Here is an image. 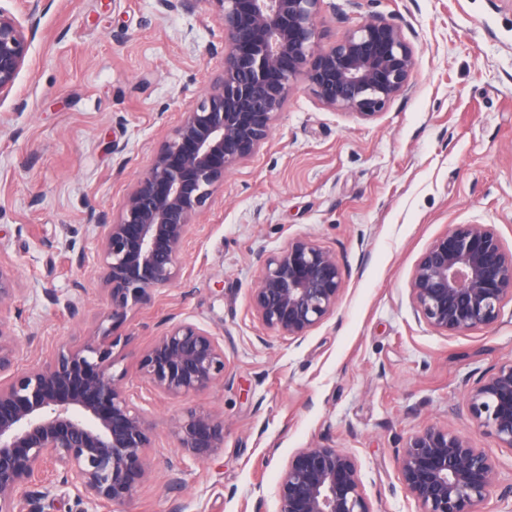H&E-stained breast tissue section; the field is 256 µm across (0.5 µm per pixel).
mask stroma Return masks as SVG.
<instances>
[{"mask_svg": "<svg viewBox=\"0 0 512 512\" xmlns=\"http://www.w3.org/2000/svg\"><path fill=\"white\" fill-rule=\"evenodd\" d=\"M44 4L0 99V250L22 288L11 321L23 369L105 319L96 222L119 213L222 71L210 0L165 16L156 0ZM373 19L414 46L410 90L363 119L297 83L266 143L194 218L178 278L113 328L114 371L156 425L153 475L131 512H276L289 457L317 439L355 455L373 512H418L397 451L430 423L464 432L512 484V448L465 404L482 374L512 360V301L493 327L449 336L418 319L410 292L417 260L452 225H494L512 249V0H324L316 25L328 43ZM297 237L335 253L343 289L329 318L289 341L250 299L262 259ZM172 317L224 339V380L190 398L148 391L135 361ZM193 406L223 418L224 446L175 485L173 423Z\"/></svg>", "mask_w": 512, "mask_h": 512, "instance_id": "1", "label": "stroma"}]
</instances>
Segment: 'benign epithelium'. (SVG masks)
Masks as SVG:
<instances>
[{
  "instance_id": "1",
  "label": "benign epithelium",
  "mask_w": 512,
  "mask_h": 512,
  "mask_svg": "<svg viewBox=\"0 0 512 512\" xmlns=\"http://www.w3.org/2000/svg\"><path fill=\"white\" fill-rule=\"evenodd\" d=\"M198 0H157L162 13L191 11ZM224 35V69L208 95L183 113L149 169L130 188L120 214L99 224V250L109 291L107 319L150 299L180 269L193 217L225 173L251 158L269 136L295 82L320 104L371 119L411 87L415 50L383 19L365 22L321 44L315 19L323 0H208ZM42 0H28L26 21L0 7V99L15 85L38 24ZM342 290L336 254L306 237L268 256L251 296L261 322L298 340L327 319ZM21 292L0 259V512H44L50 487L72 489L90 512L130 504L152 474L148 449L155 422L113 374L111 328L17 371L18 336L10 313ZM411 298L418 318L448 336L494 326L512 300V249L492 224H454L415 264ZM144 382L157 393L188 398L224 379V340L198 325L169 326L137 356ZM467 412L477 426L512 448V360L483 374ZM178 453L166 460L173 481L185 460H205L224 447V420L190 407L175 422ZM401 481L418 512H477L494 494L506 500L496 465L465 435L423 426L399 454ZM277 512H372L356 457L317 440L298 449L277 483Z\"/></svg>"
}]
</instances>
